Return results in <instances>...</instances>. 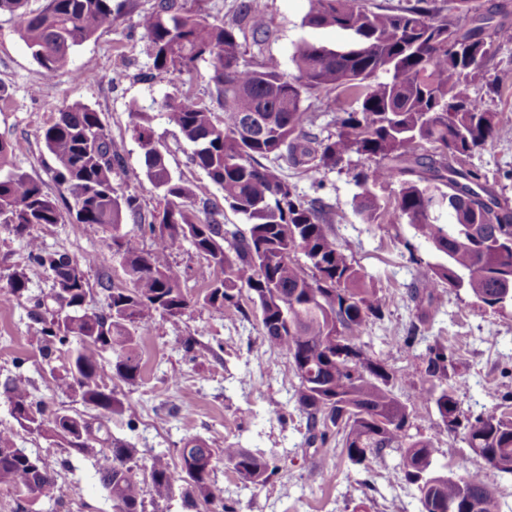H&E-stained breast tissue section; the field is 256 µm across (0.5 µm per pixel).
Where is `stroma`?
Here are the masks:
<instances>
[{"label": "stroma", "mask_w": 512, "mask_h": 512, "mask_svg": "<svg viewBox=\"0 0 512 512\" xmlns=\"http://www.w3.org/2000/svg\"><path fill=\"white\" fill-rule=\"evenodd\" d=\"M120 2L122 9L111 28L75 47L66 67L51 78L32 58L11 16L0 14V139L13 147L12 169L58 195L43 131L62 106L83 104L98 113L122 155V167L113 177L118 195L137 196L143 214L157 212L164 200L146 177L143 150L129 129V111L135 108L146 114L169 169L190 186L196 200L223 206V190L189 164L192 146L168 124L162 109L164 100L174 95L214 106L208 63L198 62L192 78L155 69L139 25L155 0ZM264 3L277 30L264 53L284 71H292L291 58L300 43L332 46L340 39L335 31L303 26L307 0ZM470 162L499 195L512 201V140L487 143ZM368 166V160L354 153L336 168L313 175L286 161L277 163L281 177L297 193L325 199L337 243L386 298L383 320L369 322L357 344L404 375L422 367L429 345L444 346L455 358L456 372L449 382L464 413L474 417L498 408V395L512 392V309L498 312L467 291L447 288L438 307L420 313L410 298V285L439 256L406 221L365 223L359 213L363 194H370L380 211L390 212L398 193L394 182L362 190L353 176ZM36 234L46 248L86 260L90 306L100 305L106 287H128L110 233L68 216ZM169 261L186 273L182 287L191 306L178 320L156 314L142 323L140 378L132 384L108 381L116 398L135 410L131 418L113 415L109 426L113 436L135 448L136 464H147L152 455L162 453L173 471H180V448L186 440L199 438L213 448L247 449L276 467L267 483L254 486L227 465H218L212 479L224 512H420L418 492L401 477L396 451L384 449L361 467L348 460L335 431H328L325 442H310L306 416L292 398L293 369L285 355L263 341L258 317L198 303L204 283L195 271L205 259L189 242L175 246ZM16 274L25 279L26 291L20 297L7 286ZM51 285L48 272L28 263L26 238L0 229V382L24 373L35 399L91 419L95 408L57 386L65 358L48 363L39 353L33 300L48 293ZM188 336L197 340L190 352L182 347ZM394 392L411 412L408 434L432 439L433 468L459 475L481 471L498 493L500 512H512V474L486 465L461 435L444 429L435 406L416 399L412 389L398 385ZM0 429L13 430L17 447L39 452L65 490L60 500L48 492L32 496L31 512H112V500L95 475V452L72 454L28 433L18 426L1 394Z\"/></svg>", "instance_id": "35a3bbf8"}]
</instances>
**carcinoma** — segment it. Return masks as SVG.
<instances>
[{"label":"carcinoma","mask_w":512,"mask_h":512,"mask_svg":"<svg viewBox=\"0 0 512 512\" xmlns=\"http://www.w3.org/2000/svg\"><path fill=\"white\" fill-rule=\"evenodd\" d=\"M25 2L0 0V12L13 17L48 77L67 64L73 47L112 27L118 12L112 0H46L37 12ZM140 25L158 70L190 72L209 59L221 115L185 98H169L163 109L193 145L191 163L224 190V204L250 227L246 234L230 227L223 210L206 203L205 219L198 217L188 204L190 188L172 176L145 114L133 108L129 127L144 150L148 181L165 201L162 212L142 218L136 196L115 195L112 175L122 157L98 113L82 104L61 107L43 132L59 197L25 173L0 175V224L27 238L29 263L52 276L51 292L34 302L40 352L45 360L56 351L70 353L63 386L99 410V423L94 428L79 413L47 409L18 373L4 381L3 393L20 427L77 453L99 444L95 472L113 512H145L146 497L169 498L177 481L188 505L222 508L211 478L221 461L246 482L266 481L265 460L199 439L179 449V475L159 455L140 474L130 449L106 425L109 415L128 411L105 383L106 374L129 383L141 374L137 324L155 313L176 318L190 307L182 274L168 260L172 246L187 240L206 255L198 271L207 285L205 304L232 306L243 315L245 289L258 306L263 339L288 358L297 378L293 398L307 416L310 441L325 440L327 429L336 427L348 459L364 466L371 455L396 449L401 476L419 492L421 512H499L497 492L481 472L439 477L431 469L432 441L407 434L410 412L394 393L407 378L355 343L369 321L383 318L386 299L336 243L323 199L297 194L271 162L284 159L315 174L351 152L373 160L355 181L364 188L397 182L387 223L406 219L443 258L413 286L416 307L439 304L446 286L464 288L495 310L512 307V206L467 163L488 141L507 137L500 113L471 96L468 86L485 78L492 43L512 42V24L494 21V12L471 0H406L396 10L378 11L364 0H308L303 25L335 28L346 39L335 47L301 43L291 73L264 55L245 58L242 40L260 50L276 36L263 0H239L222 26L177 0H156ZM313 95L335 127L324 138L309 129L315 116L304 102ZM445 208L449 223L439 220ZM65 210L80 224L115 232L136 217L140 231L154 239V249L144 253L131 239L112 236L131 287H105L101 309L86 304L83 263L43 247L33 235L38 226L60 223ZM297 252L314 273L293 261ZM452 369L453 353L433 348L423 373L431 387H410L416 398L434 403L447 431L463 430L468 447L487 465L512 474V412L462 423L454 387L432 384ZM0 484L14 490L17 512H26L30 495L54 489L57 478L38 452L16 447L13 432L0 430Z\"/></svg>","instance_id":"carcinoma-1"}]
</instances>
